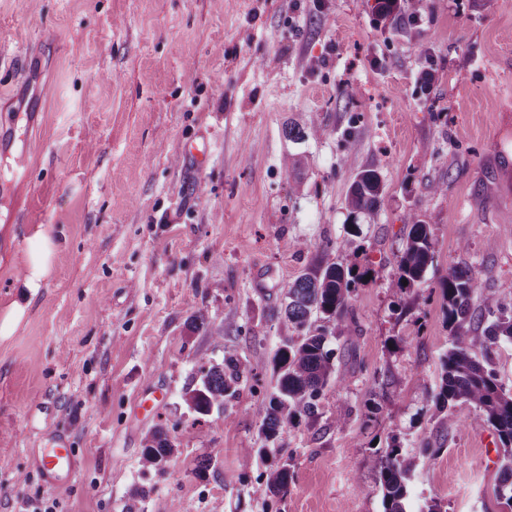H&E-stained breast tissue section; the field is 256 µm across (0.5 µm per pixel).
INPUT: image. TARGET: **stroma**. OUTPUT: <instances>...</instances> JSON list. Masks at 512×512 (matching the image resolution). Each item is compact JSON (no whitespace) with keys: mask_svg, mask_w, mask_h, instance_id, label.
<instances>
[{"mask_svg":"<svg viewBox=\"0 0 512 512\" xmlns=\"http://www.w3.org/2000/svg\"><path fill=\"white\" fill-rule=\"evenodd\" d=\"M375 4L0 0V116L16 122L0 151V308L32 232L65 237L0 337V512H383L375 457L394 444L415 460L412 512H508L494 430L430 395L448 273L474 271V309L488 293L512 309V0H428L395 28ZM291 125L325 134L294 141ZM202 141L198 166L183 147ZM372 165L384 193L353 236L346 197ZM411 211L435 254L400 289ZM327 262L370 270L355 328L329 339L341 381L269 453L284 299ZM227 355L247 382L199 415L198 367ZM148 392L162 402L137 413ZM160 428L174 451L158 470L141 456ZM60 435L77 467L50 491L37 460ZM283 462L288 489L269 494Z\"/></svg>","mask_w":512,"mask_h":512,"instance_id":"35a3bbf8","label":"stroma"}]
</instances>
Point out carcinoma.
Segmentation results:
<instances>
[{
	"label": "carcinoma",
	"instance_id": "obj_1",
	"mask_svg": "<svg viewBox=\"0 0 512 512\" xmlns=\"http://www.w3.org/2000/svg\"><path fill=\"white\" fill-rule=\"evenodd\" d=\"M427 7V0H376L377 13L390 20L392 26L398 24L399 13L404 11L416 17ZM383 190L376 167H366L356 174L347 197L352 232H358L359 216L377 212ZM406 223L411 229L398 264L397 286L414 288L424 282L433 263L434 246L429 226L415 214L408 213ZM362 279L363 274L356 267L333 262L306 269L288 288L283 309L285 321L305 333L295 340L286 339L273 358L277 389L262 420L261 429L266 439L274 442L281 438L300 414L313 416L317 413L316 400L327 386L332 369L326 330L313 326V321L320 319L349 329L350 294ZM441 288L453 335L448 353L442 359L441 384L432 402L443 408L464 401L479 409L501 444V477L495 496L512 503V393L500 383L491 357V347L501 338L512 342V314H507L495 297H483V307L490 320L486 321L482 335L476 336L471 327L473 296L478 288L475 275L468 269L454 268L442 281ZM478 346L483 349L480 359L474 355ZM245 381L241 362L234 355L224 357L221 364L202 367L200 381L190 396L192 408L200 415L225 409L238 396ZM172 452L173 445L167 434L157 430L143 448L142 459L149 467L161 468ZM378 465L384 512H408L414 458L393 445L378 459ZM289 478L288 465L284 464L272 472L267 489L283 492L288 488Z\"/></svg>",
	"mask_w": 512,
	"mask_h": 512
}]
</instances>
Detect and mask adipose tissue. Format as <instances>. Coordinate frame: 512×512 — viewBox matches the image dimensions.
<instances>
[{
    "mask_svg": "<svg viewBox=\"0 0 512 512\" xmlns=\"http://www.w3.org/2000/svg\"><path fill=\"white\" fill-rule=\"evenodd\" d=\"M61 247V238L49 228L39 229L29 237L23 271L13 283L17 296L0 310V336L14 335L26 318L33 301L54 271L55 258Z\"/></svg>",
    "mask_w": 512,
    "mask_h": 512,
    "instance_id": "adipose-tissue-1",
    "label": "adipose tissue"
}]
</instances>
